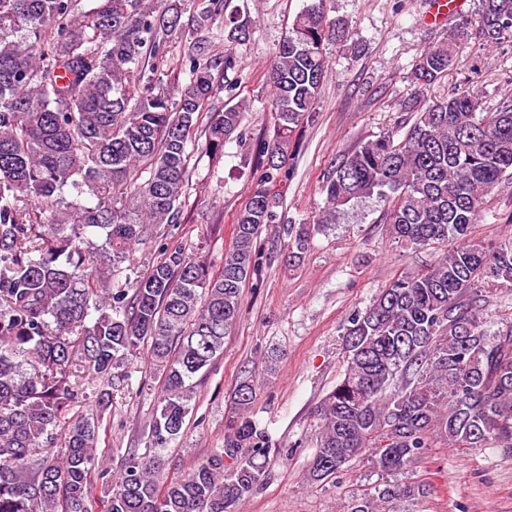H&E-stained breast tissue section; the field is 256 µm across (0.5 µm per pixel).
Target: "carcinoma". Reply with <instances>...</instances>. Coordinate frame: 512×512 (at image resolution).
<instances>
[{"mask_svg": "<svg viewBox=\"0 0 512 512\" xmlns=\"http://www.w3.org/2000/svg\"><path fill=\"white\" fill-rule=\"evenodd\" d=\"M91 2L84 11L78 0H0V512H90L89 490L103 475L100 417L73 415L79 379L112 380L143 346L163 394L149 454L121 463L108 512H240L280 452L253 416V381L234 391L224 448L170 478L163 452L183 432L194 379L224 353L242 315L258 235L281 204L274 186L294 174L293 135L316 120L326 46L347 41L348 30L313 2L279 45L270 65L275 137L256 160V187L234 217L219 270L164 246L141 277L121 284L135 247L183 223L197 133L216 155L250 111L241 99L209 112L237 60L199 37L219 22L239 43L246 23L229 0ZM187 9L188 83L175 99L164 76ZM478 12L479 38H512V0H478ZM467 36L462 27L422 51L402 103L412 117L404 136L383 134L344 155L321 186L317 223L288 225L295 262L319 227L375 195L388 202L396 243L436 254L350 314L343 374L318 407L312 485L356 460L389 475L432 448L512 452V321L490 329L482 291L512 284V234L472 237L491 194L512 184V93L491 109L463 92L420 103ZM429 495L427 484L385 483L343 512H403Z\"/></svg>", "mask_w": 512, "mask_h": 512, "instance_id": "carcinoma-1", "label": "carcinoma"}]
</instances>
